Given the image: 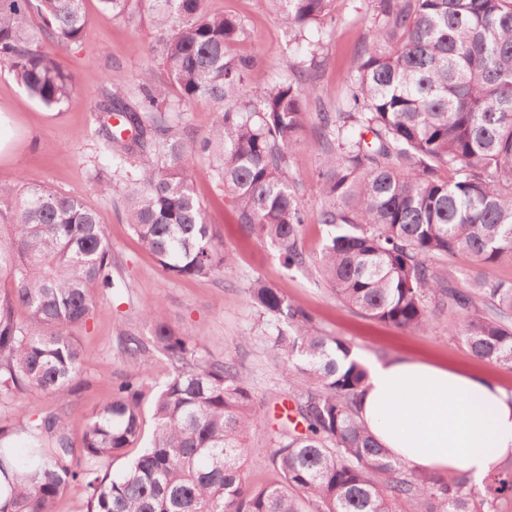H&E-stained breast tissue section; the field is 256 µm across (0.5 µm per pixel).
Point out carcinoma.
Masks as SVG:
<instances>
[{"instance_id":"carcinoma-1","label":"carcinoma","mask_w":512,"mask_h":512,"mask_svg":"<svg viewBox=\"0 0 512 512\" xmlns=\"http://www.w3.org/2000/svg\"><path fill=\"white\" fill-rule=\"evenodd\" d=\"M127 2L99 0L100 16L121 14ZM148 2L177 103H211L217 118L205 135L172 134L174 105L149 71L135 96L100 91L96 133L123 182L130 230L169 276L231 267L190 179L207 155L242 232L276 246L286 268H307L306 215L289 169L314 93L302 77L320 50L306 33L332 0H275L281 23L305 42L308 67L251 87L257 60L234 53L239 20L207 12L204 0ZM382 13L349 70L348 110L315 112L327 151L315 176L325 231L316 286L398 329L454 317L448 331L474 356L512 367V284L488 272L512 255V0H383ZM34 16L37 35L28 31ZM86 24L84 0H0V65L40 103L60 106L73 76L42 39L77 46ZM458 256L473 267L465 288L437 266ZM112 268L104 227L82 199L0 180V409L15 420L0 427V475L11 473L0 512H56L75 485L86 512H401L407 502L418 512H493L512 498V471L479 491L460 473L415 472L389 455L358 417L366 371L349 359V343L318 333L306 311L258 279L246 296L286 324L267 339L297 418L271 439L273 482L246 476L244 439L261 419L253 392L158 304L142 309L150 335H120L131 370L110 398L78 408L87 353L73 330L116 287ZM152 351L170 363L162 381L145 366ZM31 390L59 408L31 414L18 402ZM77 419L78 448L68 435ZM13 434L29 448L25 463L7 442ZM129 448L140 449L130 460Z\"/></svg>"}]
</instances>
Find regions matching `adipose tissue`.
Returning <instances> with one entry per match:
<instances>
[{
	"instance_id": "ef3b65f1",
	"label": "adipose tissue",
	"mask_w": 512,
	"mask_h": 512,
	"mask_svg": "<svg viewBox=\"0 0 512 512\" xmlns=\"http://www.w3.org/2000/svg\"><path fill=\"white\" fill-rule=\"evenodd\" d=\"M365 369L359 417L411 469L458 471L478 485L512 457V393L490 379L405 356Z\"/></svg>"
}]
</instances>
